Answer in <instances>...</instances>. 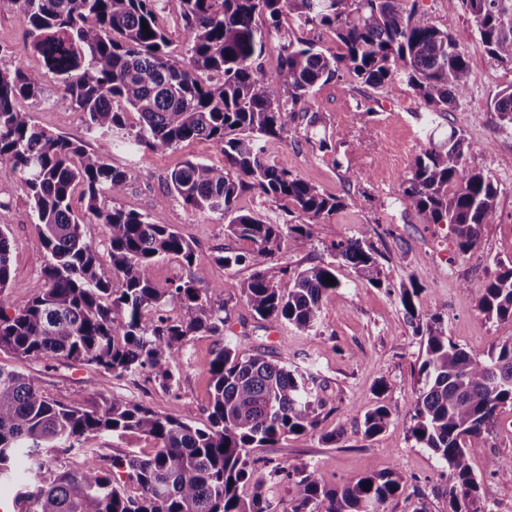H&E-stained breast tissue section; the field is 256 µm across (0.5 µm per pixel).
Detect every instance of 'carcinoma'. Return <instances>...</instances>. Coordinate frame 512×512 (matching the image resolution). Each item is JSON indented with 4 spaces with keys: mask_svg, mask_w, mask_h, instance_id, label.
<instances>
[{
    "mask_svg": "<svg viewBox=\"0 0 512 512\" xmlns=\"http://www.w3.org/2000/svg\"><path fill=\"white\" fill-rule=\"evenodd\" d=\"M29 27L31 49L63 88L75 111L88 116L87 130L101 142L97 152L41 127L21 102L42 89L23 61L0 65V165L9 166L29 190L31 213L48 259L43 283L22 308L9 311L7 284L10 211L0 205V351L18 360L70 361L145 377L169 389L176 383L183 347L198 335L224 336V313L234 299L272 327L287 324L317 332L323 300L340 284L336 265L321 261L293 274L288 288L269 264L286 246L312 245L315 225L343 206L292 171L270 150L284 140V114L314 87L333 79L392 91L405 82L429 114L453 107V90L470 76L458 39L413 19L405 0H12ZM473 16L477 44L512 66V0H446ZM180 14L188 59H173L160 12ZM332 34L336 50L292 38L288 21ZM148 30H143L142 23ZM280 33L277 65L265 67L267 38ZM502 128L512 130V86L494 101ZM139 116L136 128L126 113ZM195 140L211 142L224 164L188 160L174 170L164 198L227 220L225 231L250 242L245 254H222L226 267L244 263L251 273L235 294L216 306L211 295L224 285L200 288L192 274L172 288H157L153 269L175 258L190 269L197 261L191 241L141 213L109 208L129 173L107 162L121 145L139 154H163ZM463 136L418 156L401 181L402 194L425 224H447L460 251L472 250L485 225L497 218L498 190L481 170L467 166ZM248 191L283 203L299 224L270 219L238 206ZM79 195L88 214L106 228L112 273L105 275L95 247L86 241L72 201ZM333 250L368 284L382 283L383 268L359 242ZM415 281L401 286L406 315L418 317ZM477 309L487 320L512 323V266L485 285ZM417 333L425 356L424 385L411 411V438L448 467V512H491L482 501L473 466L483 453L482 435L504 411L512 413V336L487 352L467 351L448 336L434 314ZM213 391L207 423L194 410L176 415L115 394L95 409L46 397L36 375L0 365V479L17 482L21 512H277L265 496L273 481L291 484L282 512H382L401 495L399 468L369 471L342 487L328 484L315 466L288 470L252 465L251 452L289 435L310 434L321 423L314 373L246 353L226 343L208 364ZM392 412L379 405L364 413L367 437L383 433ZM138 433L154 443L149 453L106 455L87 447L105 433ZM74 452L71 468L60 455ZM486 468L512 478V459L489 458Z\"/></svg>",
    "mask_w": 512,
    "mask_h": 512,
    "instance_id": "1",
    "label": "carcinoma"
}]
</instances>
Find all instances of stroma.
I'll use <instances>...</instances> for the list:
<instances>
[{
	"label": "stroma",
	"mask_w": 512,
	"mask_h": 512,
	"mask_svg": "<svg viewBox=\"0 0 512 512\" xmlns=\"http://www.w3.org/2000/svg\"><path fill=\"white\" fill-rule=\"evenodd\" d=\"M414 18L457 35L469 56L468 82L454 89L453 107L432 124L423 101L404 84L385 93L333 80L317 86L305 102L286 113V138L274 151L276 163L321 192L340 197L344 206L316 225L312 247L285 249L277 264L298 271L322 260L335 261L341 286L325 299L317 334L307 336L288 325L264 328L240 301L229 306L226 338L243 351L259 350L320 375L323 408L318 433L291 435L254 449L253 458L291 469L316 466L336 486L370 470L398 467L407 476V487L384 504V512H412L420 500L429 512H448L442 494L447 467L410 437V411L423 385L419 367L424 347L401 305L400 288L416 280L422 288L416 300L420 316L441 313L449 336L464 349L485 352L512 336V324L485 320L477 309L478 295L496 261L512 262V133L502 130L493 109L497 95L512 85V67L499 64L477 46L475 22L465 8L448 9L444 0H416ZM17 59L42 88L38 99L24 104L36 122L53 134L81 139L87 148L97 149L99 139L88 134L83 117L70 109L54 76L32 53L27 24L13 0H0V64ZM367 105L371 113L363 122L352 123V114ZM312 114L319 118L313 126L307 123ZM452 127L475 146L467 156L469 167L490 175L499 190L496 223L484 227L480 241L467 253L457 248L447 225L421 223L400 188L415 159L431 143L445 139ZM107 159L113 168L131 174L124 193L108 200V207L133 210L152 223L170 225L197 247L192 269L172 258L156 263V287H171L189 274L203 288L217 283L229 287L248 275L247 266L227 268L214 260L222 251H248V241L225 232L220 216L164 197L170 173L184 161L223 163L209 142H186L167 153L145 156L116 146ZM0 204L13 214L7 291L13 307L21 308L42 284L47 252L30 217L27 189L7 167L0 168ZM355 239L382 254L381 285L368 284L349 263L335 259L334 244ZM217 343V337L199 336L184 347L180 378L172 392L154 382L120 381L64 359L49 364L37 359L18 362L0 353V363L17 364L36 374L41 391L55 400L91 408L119 393L163 415L190 405L202 422L210 401L208 364ZM381 404L390 408L393 421L381 435L365 437L363 415ZM324 432L335 433V442H323Z\"/></svg>",
	"instance_id": "stroma-1"
}]
</instances>
